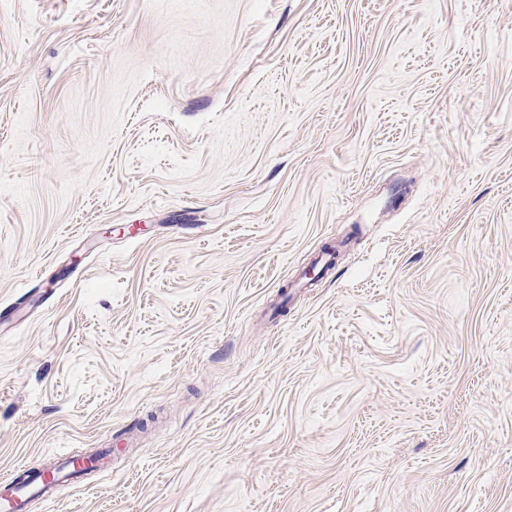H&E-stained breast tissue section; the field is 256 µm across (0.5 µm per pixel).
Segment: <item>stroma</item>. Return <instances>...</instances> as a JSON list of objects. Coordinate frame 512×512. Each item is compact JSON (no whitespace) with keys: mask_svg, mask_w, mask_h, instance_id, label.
Masks as SVG:
<instances>
[{"mask_svg":"<svg viewBox=\"0 0 512 512\" xmlns=\"http://www.w3.org/2000/svg\"><path fill=\"white\" fill-rule=\"evenodd\" d=\"M118 439L28 512H512V0H0V474Z\"/></svg>","mask_w":512,"mask_h":512,"instance_id":"35a3bbf8","label":"stroma"}]
</instances>
